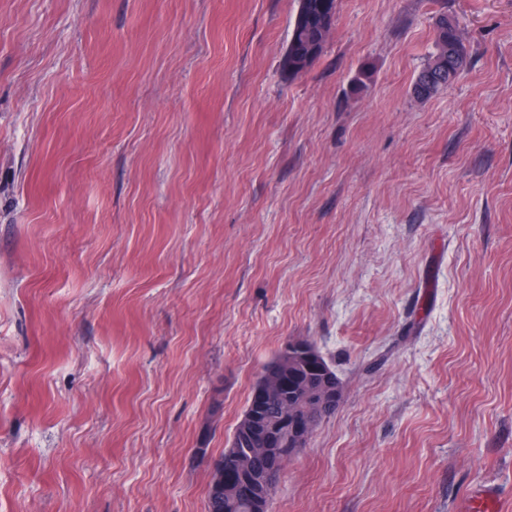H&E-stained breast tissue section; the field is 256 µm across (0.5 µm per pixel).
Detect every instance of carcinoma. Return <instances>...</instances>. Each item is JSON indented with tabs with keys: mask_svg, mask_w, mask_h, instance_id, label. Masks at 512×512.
Instances as JSON below:
<instances>
[{
	"mask_svg": "<svg viewBox=\"0 0 512 512\" xmlns=\"http://www.w3.org/2000/svg\"><path fill=\"white\" fill-rule=\"evenodd\" d=\"M336 7L337 0H299L291 40L282 58V68L288 72V76L303 74L323 53L334 25ZM435 46L436 51L430 62L418 72L413 82V93L420 99H428L447 87L466 62L460 26L446 15L436 21ZM292 371L294 379L288 391L259 405L248 401L247 409L253 412L260 430L247 433L242 427H235L224 450L212 461L205 512H270L274 496L272 491L268 493L262 490L234 503L224 499V473L235 466L237 453L246 448H260L267 435L282 431L281 409L287 402L309 413L318 423L338 410V405L326 404L316 397L322 377L313 372L303 359L294 362Z\"/></svg>",
	"mask_w": 512,
	"mask_h": 512,
	"instance_id": "1",
	"label": "carcinoma"
}]
</instances>
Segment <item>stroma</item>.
<instances>
[{
	"mask_svg": "<svg viewBox=\"0 0 512 512\" xmlns=\"http://www.w3.org/2000/svg\"><path fill=\"white\" fill-rule=\"evenodd\" d=\"M297 7L0 0V512H205L291 339L344 391L272 512L512 508V0H337L292 78ZM436 51L416 75L413 93L417 98L428 99L457 76L466 62L465 44L458 22L441 15L435 25Z\"/></svg>",
	"mask_w": 512,
	"mask_h": 512,
	"instance_id": "35a3bbf8",
	"label": "stroma"
}]
</instances>
